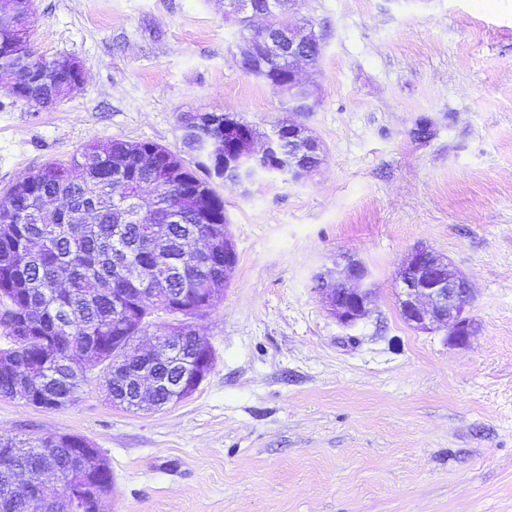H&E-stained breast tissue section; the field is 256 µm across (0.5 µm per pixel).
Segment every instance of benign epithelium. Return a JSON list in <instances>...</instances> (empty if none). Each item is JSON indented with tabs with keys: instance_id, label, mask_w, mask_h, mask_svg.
<instances>
[{
	"instance_id": "obj_1",
	"label": "benign epithelium",
	"mask_w": 512,
	"mask_h": 512,
	"mask_svg": "<svg viewBox=\"0 0 512 512\" xmlns=\"http://www.w3.org/2000/svg\"><path fill=\"white\" fill-rule=\"evenodd\" d=\"M295 0H276L274 10L289 17L288 28L280 29L263 38L252 39L237 25V33L245 48L239 65L241 70L254 73L270 71V62L284 58L290 63L288 80L272 83L275 91L287 99L288 111L312 112L316 101L308 84L297 77L295 64L305 61L315 66L311 51L323 48L322 41L312 26L295 18L292 5ZM283 135L264 140L261 151L254 150L255 137L251 129L234 122L224 123V141L231 151L224 153V178L240 185L252 183L263 169L260 160L283 161L288 163V178L297 180L318 168L323 162V150L318 140L300 123L280 126ZM368 270L359 266L345 268L344 279L331 280L328 273L317 279L316 293L327 311L336 320L351 325L360 320L367 311L371 289L366 280ZM400 289L398 301L406 322L417 330L444 329L450 340L457 346H465L471 339L473 320L469 305L473 294L468 281L458 272L450 269L432 250L417 246L413 249L399 270ZM179 353V347L170 342L156 340L148 352L135 351L134 356L152 360L158 356ZM212 369L210 349L196 344L192 359L174 390L185 399L195 392ZM134 381L139 387L137 401L142 406L150 404L156 386L155 379L145 369L135 374ZM76 459L69 466L66 475L44 469L21 473L16 483L21 512H51V491L65 485L67 512H85L83 492L94 479L93 468L98 449L90 445L75 449Z\"/></svg>"
}]
</instances>
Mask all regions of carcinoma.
Listing matches in <instances>:
<instances>
[{"instance_id": "1", "label": "carcinoma", "mask_w": 512, "mask_h": 512, "mask_svg": "<svg viewBox=\"0 0 512 512\" xmlns=\"http://www.w3.org/2000/svg\"><path fill=\"white\" fill-rule=\"evenodd\" d=\"M33 0H0V75L16 76L15 97L43 108L69 98L76 76L57 70L55 61L36 58L28 48ZM181 152L151 141H112L84 145L65 162H51L27 173L0 197V307L13 323L5 332L10 345L0 349L14 369L0 376V398L25 404L58 406L75 402L92 370L120 398L132 395V371L112 374V337L138 336L151 325L153 306L192 305L208 296L212 309L230 278L224 272V200L200 161L182 154H224V113L186 114L179 118ZM140 183L146 197L134 200ZM170 257L156 266L155 252ZM136 288L125 311L112 307V287ZM205 295H200V290ZM72 313L68 331L59 329ZM165 336L199 339L187 320L170 324ZM90 353L99 354L95 363ZM42 366L40 379L27 382L24 370ZM159 407L172 400L168 379L180 373L176 359L157 362ZM77 435L36 439L35 452L15 458L22 470L46 463L65 473L72 449L85 447ZM17 474L0 472V512L13 507ZM112 488V470L89 485L87 500L95 512L101 495Z\"/></svg>"}]
</instances>
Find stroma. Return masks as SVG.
Segmentation results:
<instances>
[{
    "instance_id": "obj_1",
    "label": "stroma",
    "mask_w": 512,
    "mask_h": 512,
    "mask_svg": "<svg viewBox=\"0 0 512 512\" xmlns=\"http://www.w3.org/2000/svg\"><path fill=\"white\" fill-rule=\"evenodd\" d=\"M225 0H34L30 47L85 80L41 109L0 87V193L88 143L181 148L184 114L289 118L239 67ZM323 41L300 67L324 161L302 181H226L237 264L192 319L211 373L151 412L91 377L43 410L0 399V434H75L112 468L101 512H512V0H297ZM423 244L470 282L464 347L403 318L398 271ZM368 270L343 326L316 274Z\"/></svg>"
}]
</instances>
